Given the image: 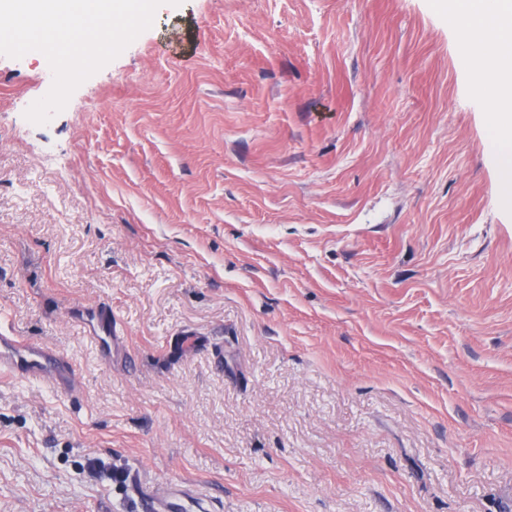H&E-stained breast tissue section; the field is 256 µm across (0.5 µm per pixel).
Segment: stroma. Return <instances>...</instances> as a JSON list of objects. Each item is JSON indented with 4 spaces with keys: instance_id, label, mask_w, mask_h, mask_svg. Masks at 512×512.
Wrapping results in <instances>:
<instances>
[{
    "instance_id": "stroma-1",
    "label": "stroma",
    "mask_w": 512,
    "mask_h": 512,
    "mask_svg": "<svg viewBox=\"0 0 512 512\" xmlns=\"http://www.w3.org/2000/svg\"><path fill=\"white\" fill-rule=\"evenodd\" d=\"M51 81L0 55V329L81 391L0 378V512H512L497 76L436 0H182ZM87 332L99 348L112 355V309L99 306L86 320Z\"/></svg>"
}]
</instances>
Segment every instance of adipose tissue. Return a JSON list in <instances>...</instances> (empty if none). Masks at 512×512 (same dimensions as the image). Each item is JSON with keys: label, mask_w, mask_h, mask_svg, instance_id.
Instances as JSON below:
<instances>
[{"label": "adipose tissue", "mask_w": 512, "mask_h": 512, "mask_svg": "<svg viewBox=\"0 0 512 512\" xmlns=\"http://www.w3.org/2000/svg\"><path fill=\"white\" fill-rule=\"evenodd\" d=\"M449 16L462 20L460 46L473 71L494 70V111L489 128L505 196L512 200V0H448Z\"/></svg>", "instance_id": "adipose-tissue-1"}]
</instances>
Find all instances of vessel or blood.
I'll use <instances>...</instances> for the list:
<instances>
[{
    "label": "vessel or blood",
    "mask_w": 512,
    "mask_h": 512,
    "mask_svg": "<svg viewBox=\"0 0 512 512\" xmlns=\"http://www.w3.org/2000/svg\"><path fill=\"white\" fill-rule=\"evenodd\" d=\"M90 339L102 350L112 349V310L97 307L86 321ZM0 372L16 378L49 383L54 390L78 393L80 382L72 360L14 332L0 331Z\"/></svg>",
    "instance_id": "vessel-or-blood-1"
}]
</instances>
